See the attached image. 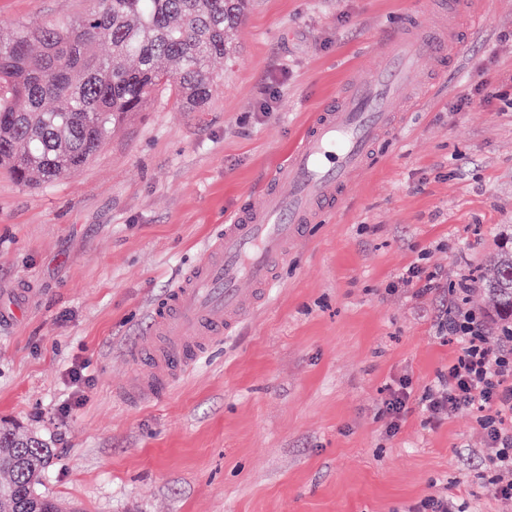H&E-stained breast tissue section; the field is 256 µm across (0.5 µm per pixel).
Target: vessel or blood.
Returning a JSON list of instances; mask_svg holds the SVG:
<instances>
[{"mask_svg": "<svg viewBox=\"0 0 512 512\" xmlns=\"http://www.w3.org/2000/svg\"><path fill=\"white\" fill-rule=\"evenodd\" d=\"M453 24L424 20L384 34L378 64L348 83L312 118L263 186L261 207L227 218L222 234L151 312L154 368L122 384L129 407L163 396L218 340L234 332L266 299L289 247L325 211L340 208L378 142L413 101L411 80L431 55L453 45Z\"/></svg>", "mask_w": 512, "mask_h": 512, "instance_id": "vessel-or-blood-1", "label": "vessel or blood"}]
</instances>
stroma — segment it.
<instances>
[{
  "mask_svg": "<svg viewBox=\"0 0 512 512\" xmlns=\"http://www.w3.org/2000/svg\"><path fill=\"white\" fill-rule=\"evenodd\" d=\"M419 0H252L204 111L153 97L80 170L26 187L0 168V426L54 450L41 492L84 512H412L429 496L512 512V469L477 407L430 421L420 400L460 352L435 317L512 225V0H484L454 56L378 143L341 210L309 225L262 306L166 396L115 388L150 313L252 203L319 107L368 73ZM93 0H0V24ZM491 102L461 107L482 82ZM442 286L403 284L409 267ZM83 381H74V373ZM411 397L397 431L383 402Z\"/></svg>",
  "mask_w": 512,
  "mask_h": 512,
  "instance_id": "35a3bbf8",
  "label": "stroma"
}]
</instances>
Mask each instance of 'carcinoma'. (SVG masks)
Segmentation results:
<instances>
[{"label":"carcinoma","instance_id":"1","mask_svg":"<svg viewBox=\"0 0 512 512\" xmlns=\"http://www.w3.org/2000/svg\"><path fill=\"white\" fill-rule=\"evenodd\" d=\"M249 0H96L88 14L0 29V166L27 185L84 165L158 91L189 110L210 101ZM106 50H101V46ZM481 275L489 309L512 323V225ZM45 439L0 432V512H81L39 492Z\"/></svg>","mask_w":512,"mask_h":512}]
</instances>
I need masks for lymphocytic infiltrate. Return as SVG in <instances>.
I'll return each mask as SVG.
<instances>
[{
  "label": "lymphocytic infiltrate",
  "mask_w": 512,
  "mask_h": 512,
  "mask_svg": "<svg viewBox=\"0 0 512 512\" xmlns=\"http://www.w3.org/2000/svg\"><path fill=\"white\" fill-rule=\"evenodd\" d=\"M437 329L457 338L461 349L424 396L425 410L434 418L462 406L483 410L480 425L496 449L491 464L512 469V353L491 355L482 319L459 305L445 310Z\"/></svg>",
  "instance_id": "lymphocytic-infiltrate-1"
}]
</instances>
